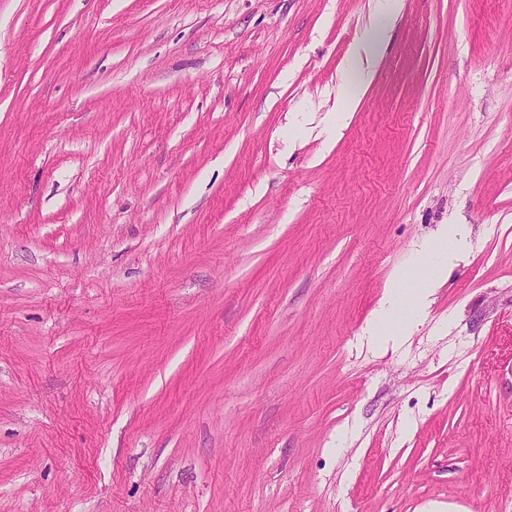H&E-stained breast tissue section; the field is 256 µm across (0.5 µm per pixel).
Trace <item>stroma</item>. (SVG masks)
Masks as SVG:
<instances>
[{"label":"stroma","instance_id":"35a3bbf8","mask_svg":"<svg viewBox=\"0 0 512 512\" xmlns=\"http://www.w3.org/2000/svg\"><path fill=\"white\" fill-rule=\"evenodd\" d=\"M374 3L0 0V512H512V0ZM430 284L427 282L421 283L415 286L409 291L404 292L403 289H395L396 292L389 299L387 306L381 310L377 316L376 325L373 331H381L382 329L391 325V317L397 312V310L404 304H409L416 311L419 305V297L429 288ZM400 290V291H398Z\"/></svg>","mask_w":512,"mask_h":512}]
</instances>
